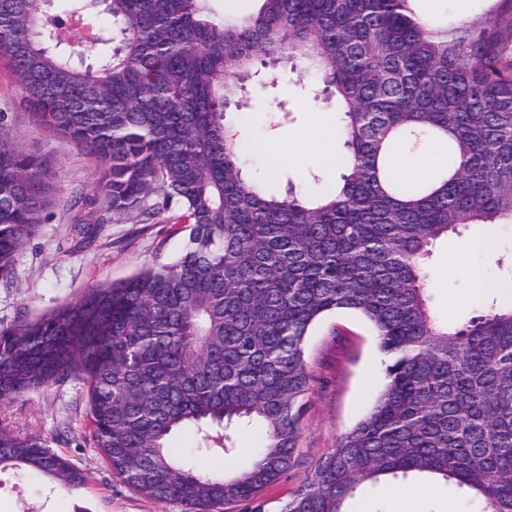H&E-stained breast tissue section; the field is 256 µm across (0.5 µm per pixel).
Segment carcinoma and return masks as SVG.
I'll list each match as a JSON object with an SVG mask.
<instances>
[{
  "label": "carcinoma",
  "instance_id": "obj_1",
  "mask_svg": "<svg viewBox=\"0 0 512 512\" xmlns=\"http://www.w3.org/2000/svg\"><path fill=\"white\" fill-rule=\"evenodd\" d=\"M0 0V57L25 100L99 165L74 201L95 225L184 224L172 262L0 327V404L61 376L88 388L96 447L124 482L185 512L253 502L294 465L310 382L305 344L330 312L364 318L384 355L368 414L311 469L285 512H345L357 486L436 477L481 512H512V306L481 299L449 326L424 261L440 238L512 224V62L497 22L433 28L411 0H258L228 19L211 0ZM92 21L95 63L59 29ZM285 62L336 100L341 181L268 195L226 112ZM436 149L429 176L392 175L393 147ZM49 163L0 114V280L42 223ZM263 426L250 463L208 476L172 446L228 455ZM68 488L87 477L46 442L0 425V471Z\"/></svg>",
  "mask_w": 512,
  "mask_h": 512
}]
</instances>
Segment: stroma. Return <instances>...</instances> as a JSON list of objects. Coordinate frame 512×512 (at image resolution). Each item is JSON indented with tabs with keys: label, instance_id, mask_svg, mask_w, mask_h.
Listing matches in <instances>:
<instances>
[{
	"label": "stroma",
	"instance_id": "obj_1",
	"mask_svg": "<svg viewBox=\"0 0 512 512\" xmlns=\"http://www.w3.org/2000/svg\"><path fill=\"white\" fill-rule=\"evenodd\" d=\"M499 0H412L415 12L438 27L495 17ZM270 86L249 92L229 115L251 144L249 175L265 178L271 193L287 187L312 189L307 166L271 168L269 156L290 140L317 143L325 132L320 122L327 104L309 110V96L291 82L288 70L271 72ZM0 113L14 139L31 155L51 156V190L42 222L14 261L9 281L0 280V327L13 326L54 311L104 282H117L143 266L167 263L183 249L188 232L178 224H102L93 242L82 243L71 222L73 197L90 192L97 177L94 159L44 126L27 107L20 87L0 67ZM467 239L436 241L428 260L429 295L436 318L455 324L474 313L465 299L464 274L473 258ZM305 358L312 381L306 395L296 447V464L265 487L256 505L224 506L223 512H283L315 462L369 411L384 384V359L369 324L349 312L323 316L306 340ZM83 380L61 377L0 405V423L22 435H35L70 464L86 472L87 486L70 489L55 482L7 470L0 473V512H184L175 502L160 503L126 484L112 472L93 440ZM257 430L237 435L238 452L223 459L195 454L187 433L174 446L194 454L198 467L220 475L245 467ZM416 498L419 512H480L466 489L428 477L386 479L359 485L346 512H397L405 497Z\"/></svg>",
	"mask_w": 512,
	"mask_h": 512
}]
</instances>
